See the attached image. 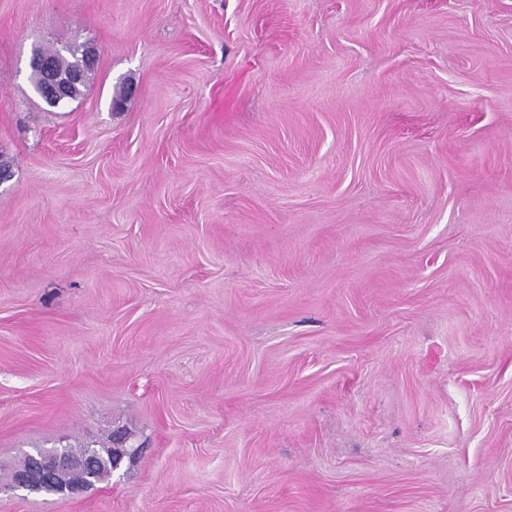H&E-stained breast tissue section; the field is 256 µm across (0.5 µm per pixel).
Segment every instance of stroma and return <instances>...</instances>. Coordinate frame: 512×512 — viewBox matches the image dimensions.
I'll list each match as a JSON object with an SVG mask.
<instances>
[{"instance_id": "1", "label": "stroma", "mask_w": 512, "mask_h": 512, "mask_svg": "<svg viewBox=\"0 0 512 512\" xmlns=\"http://www.w3.org/2000/svg\"><path fill=\"white\" fill-rule=\"evenodd\" d=\"M0 162V512H512V0H0ZM44 53L47 56L54 57L56 59V65H57V71L59 73H69L70 71H79L81 74V80L76 84H70L69 88L67 89L66 95L64 99H62L57 104H48L50 107H59L61 105H64L69 100L75 99L80 93V87L84 86L87 80V76L89 72H91L94 68L95 64H88L85 60V48L79 49V47H69L67 49V52L70 56V59L64 57L61 55L58 51H40ZM98 446V447H97ZM64 451L71 456L87 455L92 464L81 474L64 470L56 478V485H50L44 488L42 485L47 481L51 474L71 466L72 461L67 456L59 454L52 450L38 449L33 453H28L32 458V463L14 471L7 479L6 483L1 481L0 493L3 490H24L37 489L34 494H54L63 495V487L84 481L88 488L103 482L112 476L113 469L118 465L120 456L112 450V435L108 436L106 443L100 445L84 444L77 446H65L57 449ZM40 488V489H38Z\"/></svg>"}]
</instances>
